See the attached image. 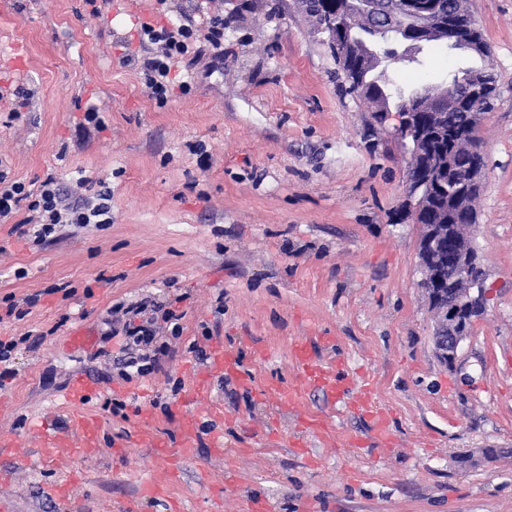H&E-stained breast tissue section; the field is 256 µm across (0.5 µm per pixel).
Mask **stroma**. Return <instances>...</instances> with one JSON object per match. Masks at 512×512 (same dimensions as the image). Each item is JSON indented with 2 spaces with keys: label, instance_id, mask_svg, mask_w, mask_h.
Segmentation results:
<instances>
[{
  "label": "stroma",
  "instance_id": "stroma-1",
  "mask_svg": "<svg viewBox=\"0 0 512 512\" xmlns=\"http://www.w3.org/2000/svg\"><path fill=\"white\" fill-rule=\"evenodd\" d=\"M208 10L224 15L223 53L197 42L176 70L189 94L158 107L123 43L140 23L199 25ZM103 11L0 0V88L34 93L14 121L0 100V165L33 189L51 174L112 191L108 228L57 244L0 223V339L19 340L13 377H0V496L17 512H60V487L73 512H512V456L460 464L512 449V0H472L498 95L480 125L468 233L485 312L451 367L421 286L409 155L393 122L346 91L295 0H108ZM471 64L441 45L400 82L441 86ZM90 103L104 125L86 136ZM198 142L205 169L189 150ZM62 283L70 296L51 293ZM35 291L29 314L9 316L11 296ZM148 295L181 314L183 332L161 369L128 382L117 375L126 338L106 335L105 320ZM76 330L86 343H69ZM301 343L340 384L371 387L389 440L351 397L307 382ZM80 383L95 452L44 447L43 424L67 434L65 397ZM159 443L183 449L176 468Z\"/></svg>",
  "mask_w": 512,
  "mask_h": 512
}]
</instances>
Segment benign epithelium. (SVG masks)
Wrapping results in <instances>:
<instances>
[{
  "mask_svg": "<svg viewBox=\"0 0 512 512\" xmlns=\"http://www.w3.org/2000/svg\"><path fill=\"white\" fill-rule=\"evenodd\" d=\"M393 9H409L416 18L415 28L429 25L436 11L430 4H400L392 0ZM347 16L331 15L320 30L331 37V43L340 55L347 53L351 41L336 37V31L344 28ZM488 84L480 79L469 84L463 93V100L478 104L487 99ZM482 113H465V127L474 138L473 151L482 153L477 132ZM398 124L394 130L403 135L402 141L411 149L410 161L426 155L431 135L423 127L417 112L397 113ZM452 204L457 215L464 221L456 224H423L419 244V260L426 277L423 282L427 295L435 305L434 347L437 357L448 366L456 362L461 343L470 335L475 320L485 310L484 278L477 255L469 241L461 240V234L476 223V215L469 211L468 194L453 195Z\"/></svg>",
  "mask_w": 512,
  "mask_h": 512,
  "instance_id": "1",
  "label": "benign epithelium"
}]
</instances>
